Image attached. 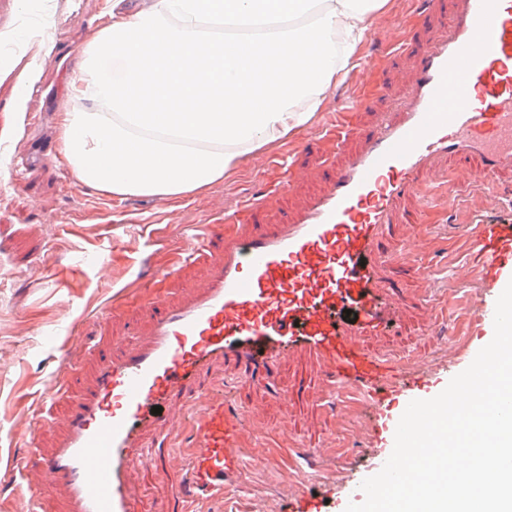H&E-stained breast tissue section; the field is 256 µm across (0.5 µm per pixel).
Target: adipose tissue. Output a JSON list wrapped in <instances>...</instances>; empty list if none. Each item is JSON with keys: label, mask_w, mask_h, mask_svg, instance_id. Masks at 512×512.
Wrapping results in <instances>:
<instances>
[{"label": "adipose tissue", "mask_w": 512, "mask_h": 512, "mask_svg": "<svg viewBox=\"0 0 512 512\" xmlns=\"http://www.w3.org/2000/svg\"><path fill=\"white\" fill-rule=\"evenodd\" d=\"M388 0H122L84 41L57 149L79 184L178 202L305 132Z\"/></svg>", "instance_id": "ef3b65f1"}]
</instances>
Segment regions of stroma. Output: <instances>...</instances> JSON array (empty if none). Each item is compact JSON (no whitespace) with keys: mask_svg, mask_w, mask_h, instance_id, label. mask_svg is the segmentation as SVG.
<instances>
[{"mask_svg":"<svg viewBox=\"0 0 512 512\" xmlns=\"http://www.w3.org/2000/svg\"><path fill=\"white\" fill-rule=\"evenodd\" d=\"M58 3L39 18L52 36L28 52L40 66V79L24 105H17L10 88L0 87V126L15 129L10 140L0 141V512H29L33 495L40 512H69L64 485L46 483L31 495L12 476L13 424L30 423L40 455L52 454L65 435L66 415L92 389L115 338L147 335L153 306L184 300L210 274L208 261L185 259L193 246L191 228L219 224L230 237L259 224L294 221L363 149L365 134L395 111L408 91L405 74L418 65L424 45L441 34L445 14L453 10L448 0H393L367 32L360 65L313 114L307 131L251 155L224 181L160 212L156 198L116 203L76 184L56 151L67 78L105 0ZM478 165L475 159H440L432 177H420L425 188L450 178L457 185L429 215H422L414 194L394 204L388 247L400 258L387 274L400 290L405 318L398 335L371 339L369 345L399 358L408 371L413 358H426L431 371L417 376L421 385L445 377L454 362L443 338L456 337L465 348L472 340L467 310L479 283L448 275L462 256L467 225L512 222V170L479 191L470 185ZM410 236L423 246L401 256ZM420 266L436 270L437 278L418 275ZM172 267L175 278L157 277L158 269ZM428 298L449 309L435 326L424 307ZM64 348L70 354L64 387L41 401ZM316 380L312 359L299 355L280 365L271 386L225 390V399L248 408L252 434L267 436V457L243 487L220 500L196 502L188 512H291L288 486L298 474L297 454L279 434L284 423L315 450L307 470L333 484L337 494L357 493L359 479L381 451L368 405L350 400L333 407L321 398ZM339 411L353 421L341 435L331 423ZM183 477L180 466L141 467L144 512L175 507Z\"/></svg>","mask_w":512,"mask_h":512,"instance_id":"stroma-1","label":"stroma"}]
</instances>
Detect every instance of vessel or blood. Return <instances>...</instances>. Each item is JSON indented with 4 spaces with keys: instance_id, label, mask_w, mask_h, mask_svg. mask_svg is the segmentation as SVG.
Wrapping results in <instances>:
<instances>
[{
    "instance_id": "1",
    "label": "vessel or blood",
    "mask_w": 512,
    "mask_h": 512,
    "mask_svg": "<svg viewBox=\"0 0 512 512\" xmlns=\"http://www.w3.org/2000/svg\"><path fill=\"white\" fill-rule=\"evenodd\" d=\"M446 155L479 159L471 181L480 187L512 168V0H459L445 36L426 46L402 112L381 121L296 221L241 237L207 225V244L219 248L211 277L186 301L158 308L142 343L102 360L59 448L34 469L13 458L16 477L31 489L63 482L72 512H143L138 470L158 455L147 440L167 421L165 407L184 397L194 407L185 495L218 498L250 468L241 452L247 413L205 384L209 367L237 369L242 386L268 380L300 352L317 364L322 395L367 398L382 435L394 437L408 403L436 392L366 345L397 333L403 316L382 243L393 201L418 191L430 161ZM467 243L453 277L479 278L471 319L490 327L512 281V224L468 225ZM288 497L293 512H345L304 474Z\"/></svg>"
}]
</instances>
